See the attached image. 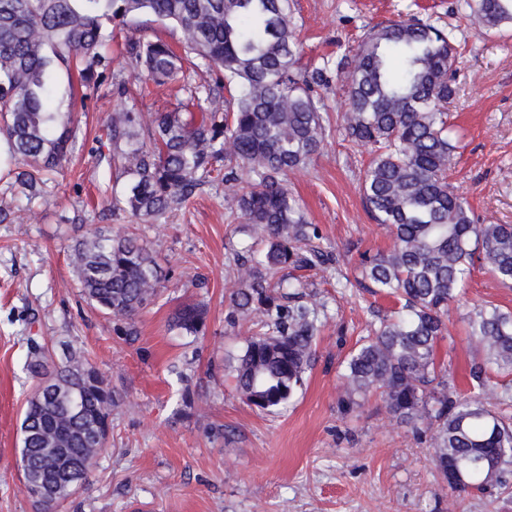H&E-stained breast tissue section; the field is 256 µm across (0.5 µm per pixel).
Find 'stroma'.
<instances>
[{
	"mask_svg": "<svg viewBox=\"0 0 512 512\" xmlns=\"http://www.w3.org/2000/svg\"><path fill=\"white\" fill-rule=\"evenodd\" d=\"M464 0H294L302 62L312 65L354 48L370 27L414 17L452 30L460 57L455 95L446 109L458 163L449 173L482 224H512V26L485 33L466 24ZM112 70L126 87H100L88 98H60L77 139L40 196L12 195L0 172V512H39L17 468L20 425L34 382L25 369L27 339L40 337L55 360L64 345L82 351L121 395L112 410L107 447L89 481L65 512H512L505 493L453 494L435 468L429 435L389 415L381 395L360 412L338 408L344 359L367 337L393 299L364 286L362 253L390 247L387 226L370 216L360 189L368 146L345 140L343 90L319 89L331 127L321 151L288 176L305 219L319 230L314 249L330 262L300 272L307 293L325 304L326 323L304 385L285 410L263 413L244 404L225 380L224 357L255 330L248 317L230 318L242 229L223 172L216 171L183 205L149 221L116 208L126 182L109 165L107 117L126 108L170 110L179 85L148 86L122 55ZM133 227L165 271L158 301L136 319V338L84 300L70 265L77 239ZM208 310L204 334L170 326L186 303ZM482 304L512 311V288L488 265L476 266L448 312V337L437 349L445 380L473 396V365L465 319ZM198 398L182 403L184 390Z\"/></svg>",
	"mask_w": 512,
	"mask_h": 512,
	"instance_id": "stroma-1",
	"label": "stroma"
}]
</instances>
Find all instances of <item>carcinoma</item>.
<instances>
[{
    "label": "carcinoma",
    "mask_w": 512,
    "mask_h": 512,
    "mask_svg": "<svg viewBox=\"0 0 512 512\" xmlns=\"http://www.w3.org/2000/svg\"><path fill=\"white\" fill-rule=\"evenodd\" d=\"M465 5L468 22L485 31L512 24V0ZM142 16L177 27L181 52L160 39L131 37L130 67L155 85L186 78L187 64L216 79L192 87L184 110L155 114L149 146L138 143L142 113L119 110L108 118L113 167L128 181L123 210L154 219L192 197L221 163L241 172L229 173L227 183L245 223L265 242L238 264L231 296L232 313L251 316L258 327L230 363L242 401L259 411L285 408L304 382L322 327L316 296L276 295L268 276L325 263L307 247L317 227L300 213L287 181L321 150L326 128L313 89L336 77L348 105L341 128L371 147L361 178L365 204L393 235L390 248L363 256L362 273L375 292L399 303L347 355L339 406L353 414L379 393L389 414L431 433L443 474L455 466L465 472L466 480L448 483L452 493L508 489L512 418L500 409L503 395L484 381L483 365L472 369L478 395H457L439 379L436 360L448 306L476 261L512 285V224L477 223L448 182L457 149L443 110L455 93L452 31L415 20L377 24L347 53L303 69L293 0H0V164L20 193L40 194L45 174L75 142L72 115L48 106L55 72L66 71L72 94L100 87L112 76L104 52L112 23ZM222 85L229 92L223 108L214 96ZM70 264L88 303L121 322L124 335H136L134 318L155 302L162 280L149 245L134 232H95L76 241ZM206 319L203 306L185 304L172 327L196 336ZM466 321L470 347L512 374V313L477 308ZM26 371L37 384L20 426V468L26 483L43 487L36 498L43 512H61L104 450L120 397L83 354L70 351L56 364L35 336L28 338ZM48 376L49 394L41 390ZM73 399L78 413L68 411Z\"/></svg>",
    "instance_id": "carcinoma-1"
}]
</instances>
